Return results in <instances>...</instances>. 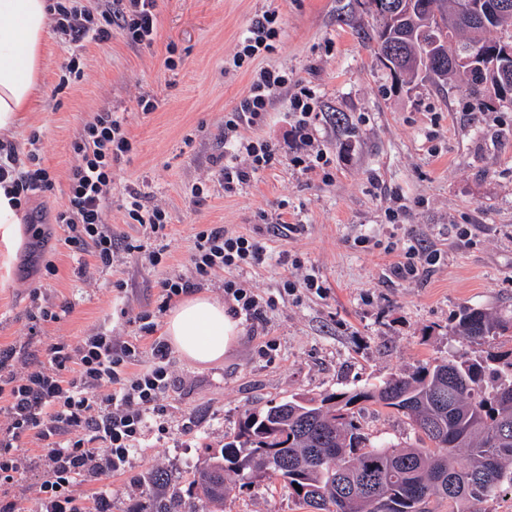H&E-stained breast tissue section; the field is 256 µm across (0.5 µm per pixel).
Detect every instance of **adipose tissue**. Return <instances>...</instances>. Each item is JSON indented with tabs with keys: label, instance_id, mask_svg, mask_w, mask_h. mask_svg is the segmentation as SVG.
I'll return each instance as SVG.
<instances>
[{
	"label": "adipose tissue",
	"instance_id": "adipose-tissue-1",
	"mask_svg": "<svg viewBox=\"0 0 512 512\" xmlns=\"http://www.w3.org/2000/svg\"><path fill=\"white\" fill-rule=\"evenodd\" d=\"M46 6V0H0V133L14 130L42 93ZM164 331L178 354L206 365L223 360L241 328L223 304L195 294L169 311Z\"/></svg>",
	"mask_w": 512,
	"mask_h": 512
}]
</instances>
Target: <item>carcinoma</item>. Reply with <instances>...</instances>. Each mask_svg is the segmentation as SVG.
Returning <instances> with one entry per match:
<instances>
[{"instance_id":"1","label":"carcinoma","mask_w":512,"mask_h":512,"mask_svg":"<svg viewBox=\"0 0 512 512\" xmlns=\"http://www.w3.org/2000/svg\"><path fill=\"white\" fill-rule=\"evenodd\" d=\"M379 2L366 0L379 19L371 39L379 58L404 52L398 74L454 76L478 97L501 99L503 74H512V52L504 53L512 48V11L468 24L477 0H402V16L392 21ZM491 30L500 37L487 38ZM456 330L487 346L486 355H450L378 385L247 411L220 454L195 469L184 512H216L256 480L283 482L306 512H429L434 499L448 512H477L479 503L512 495V350L495 344L512 334V317L465 308ZM362 403L404 415L416 443L371 442L358 421ZM457 449L466 464L456 462Z\"/></svg>"}]
</instances>
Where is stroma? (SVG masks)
Returning <instances> with one entry per match:
<instances>
[{"label": "stroma", "instance_id": "stroma-1", "mask_svg": "<svg viewBox=\"0 0 512 512\" xmlns=\"http://www.w3.org/2000/svg\"><path fill=\"white\" fill-rule=\"evenodd\" d=\"M270 8L282 28L273 51L234 67L238 39ZM159 12L152 46L119 33L110 43L89 44L84 79L63 90L57 84L66 51L58 33L48 37L44 94L8 135L21 149L31 131L44 136L42 157L56 183L32 208L47 216L63 203L83 120L101 110L123 112L135 149L114 171L107 222L136 250L115 251L111 268L86 278L77 273L81 255L36 245L22 226L0 224V347L23 346L39 358L51 342L101 326L129 338L136 326L128 315L149 309L164 323L158 283L191 274L199 231L221 225L253 234L281 219L302 230L267 237L265 264L236 272L243 287L276 304L262 322H242L223 361L199 365L172 356L164 440L148 438L125 473L77 487L86 501L107 493L111 512H150L143 491L159 469L167 473L165 497L187 496L196 465L230 441L250 409L360 389L452 354L482 357L484 346L456 332L461 309L512 316V103L478 104L456 79L394 76L367 41L377 21L364 0H161ZM169 54L176 69L163 64ZM266 65L314 91V147L333 158V178L292 164L283 143L288 94L280 91L266 126L238 133L280 143L277 161L228 194L219 172L224 114L247 92L254 68ZM143 96L156 100L153 112L143 113ZM202 182L207 196L197 203L191 191ZM128 186L168 213L166 264L151 263L152 234L125 213ZM392 238L439 260L416 279H398L383 250ZM49 263L55 274L46 273ZM309 274L323 294L282 293L284 277ZM34 289L42 304H67L70 312L32 325ZM359 420L369 436L401 448L414 441L408 419L392 410L367 404ZM224 512L300 510L286 489L257 481L227 498Z\"/></svg>", "mask_w": 512, "mask_h": 512}]
</instances>
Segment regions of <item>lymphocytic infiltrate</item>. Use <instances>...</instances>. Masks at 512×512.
Wrapping results in <instances>:
<instances>
[{
	"instance_id": "obj_1",
	"label": "lymphocytic infiltrate",
	"mask_w": 512,
	"mask_h": 512,
	"mask_svg": "<svg viewBox=\"0 0 512 512\" xmlns=\"http://www.w3.org/2000/svg\"><path fill=\"white\" fill-rule=\"evenodd\" d=\"M47 12L54 30L71 47L61 67L63 88L84 78L87 44L108 42L119 31L129 42L149 46L158 34V0H97L93 5L84 0H47ZM280 34L277 11L256 15L235 46L233 66L271 51ZM285 88L291 91L293 163L331 175L326 153L311 148L317 117L314 91L290 78L287 71L263 67L224 116L221 177L225 192H235L274 163L279 153L276 144L261 137L239 141L235 135L242 128H261L274 94ZM125 122L124 114L116 111L99 112L84 121L72 143L74 163L67 176L66 198L54 215L63 228L60 244L89 255L97 268L111 266L117 244L104 216L112 207V171L133 150ZM40 142L39 132H31L29 148L21 153L11 141H0V186L19 214L54 188L55 176L43 163ZM123 207L132 221L148 225L159 239L153 264L165 262L166 211L146 206L135 189L127 190ZM266 253L264 239L256 235L233 234L221 226L198 232L191 254L195 277L161 280V307L191 292L196 283L221 274L230 314L262 321L272 300L241 287L233 274L261 265ZM133 322L138 334L130 340H117L102 327L74 342L61 339L47 345L43 359L36 361L20 358L16 347L0 348V415L6 421L0 429V490L12 487L22 463L20 450L33 437L41 442L50 467L49 478L37 489L41 512H110L107 494H99L88 508L74 490L82 481L124 472L147 434L165 437L164 398L173 384L170 348L156 336L153 312H139ZM147 337L152 340L153 362L142 369L138 366L141 341Z\"/></svg>"
}]
</instances>
